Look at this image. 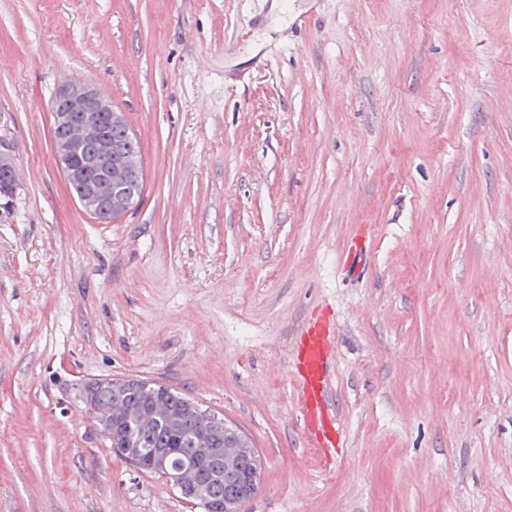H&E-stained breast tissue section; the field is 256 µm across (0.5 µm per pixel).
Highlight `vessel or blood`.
Masks as SVG:
<instances>
[{
	"instance_id": "vessel-or-blood-1",
	"label": "vessel or blood",
	"mask_w": 512,
	"mask_h": 512,
	"mask_svg": "<svg viewBox=\"0 0 512 512\" xmlns=\"http://www.w3.org/2000/svg\"><path fill=\"white\" fill-rule=\"evenodd\" d=\"M333 323L321 320L306 327L298 351L296 382L311 445L322 451L334 448L342 430L330 407L327 376L334 364Z\"/></svg>"
}]
</instances>
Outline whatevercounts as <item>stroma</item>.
<instances>
[{"label":"stroma","mask_w":512,"mask_h":512,"mask_svg":"<svg viewBox=\"0 0 512 512\" xmlns=\"http://www.w3.org/2000/svg\"><path fill=\"white\" fill-rule=\"evenodd\" d=\"M67 83L140 142L109 224ZM0 156V512H200L113 452L79 398L110 376L248 436L241 512H512V0H0ZM323 317L324 462L291 379ZM92 105L95 107L93 109ZM53 136L61 149L60 163L70 186L79 196L83 186L81 205L101 222L112 221V209L118 217L129 209L125 200L137 203L143 193L144 178L140 144L121 116L119 125H112L116 113L101 98L96 88L88 84L64 86L57 91L53 100ZM75 125H83L86 132V144L92 150H84L80 155V146L67 140L65 133ZM112 127L107 131L104 130ZM112 181V198L106 199L111 186L102 180ZM123 183V196L114 197L117 182ZM255 467L251 474H248L241 478L233 489L229 490L225 504L227 507L234 506L245 498L249 497L255 490L256 478L262 474V459L259 462H255ZM258 473V475H257ZM250 500V499H249ZM249 500L241 502L240 508Z\"/></svg>","instance_id":"obj_1"}]
</instances>
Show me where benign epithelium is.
<instances>
[{"mask_svg": "<svg viewBox=\"0 0 512 512\" xmlns=\"http://www.w3.org/2000/svg\"><path fill=\"white\" fill-rule=\"evenodd\" d=\"M53 136L61 149L60 163L67 179L82 185L81 205L102 222L112 221V199L102 200L99 184L112 179V144L104 130L112 126L116 113L101 98L96 88L88 84L64 86L53 100ZM75 125L84 126L87 143L92 150L80 151V147L67 140L66 132ZM139 385L135 378H97L86 382L81 394L84 402L102 414V431L115 448L126 447L117 434L123 415L113 407H121L138 398ZM186 414L193 416L197 440L196 456L189 463L172 471L164 467L168 449L162 448L158 456L150 460V469L162 473L172 485L189 498L202 501L211 498L210 488L193 477L196 468L210 459L232 461L239 449L232 447L237 442V430L224 418L188 401L184 403ZM257 471L241 478L229 490L226 506H234L249 497L255 490Z\"/></svg>", "mask_w": 512, "mask_h": 512, "instance_id": "7a95c632", "label": "benign epithelium"}]
</instances>
